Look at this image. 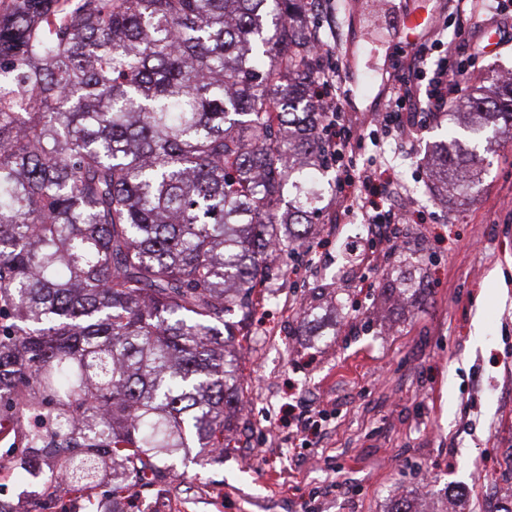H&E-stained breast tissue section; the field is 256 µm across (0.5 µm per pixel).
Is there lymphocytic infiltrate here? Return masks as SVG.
<instances>
[{
	"mask_svg": "<svg viewBox=\"0 0 512 512\" xmlns=\"http://www.w3.org/2000/svg\"><path fill=\"white\" fill-rule=\"evenodd\" d=\"M456 26L453 37H445L441 25H433L420 49L410 55L403 72L391 78V99L381 119L386 125L404 129L405 116L426 121L447 111L449 92H460L458 75L464 64L485 50L481 34L484 24L496 25L504 41L512 40V18L504 16L501 7L488 6L486 0H455L453 6ZM439 57L435 67H428L429 51ZM429 73L427 88H419L415 75ZM337 71L321 69L318 87L322 89L321 108L325 114L324 132L329 156L343 167L345 178L336 202L335 217L341 218L359 212L371 226L372 242L394 245L398 239L404 216L398 211L379 209L374 201L377 181L384 172L382 161L371 160L357 166L356 152L361 133L356 124L346 120L340 97L327 94L326 89L335 82Z\"/></svg>",
	"mask_w": 512,
	"mask_h": 512,
	"instance_id": "f902f5d3",
	"label": "lymphocytic infiltrate"
}]
</instances>
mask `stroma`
Here are the masks:
<instances>
[{
	"label": "stroma",
	"instance_id": "1",
	"mask_svg": "<svg viewBox=\"0 0 512 512\" xmlns=\"http://www.w3.org/2000/svg\"><path fill=\"white\" fill-rule=\"evenodd\" d=\"M355 21L336 46L339 93L364 134L360 161L383 157L382 207L409 222L394 257L367 267L345 243L361 214L332 224L340 186L327 183L308 256L279 255L284 277L254 300L241 337L248 412L231 421L223 461L189 438L176 477L125 497L112 478L86 500L31 485L0 440V503L10 512H485L512 489V137L481 151L478 191L440 204L427 188L436 142L463 137L443 117L396 136L376 124L387 79L409 48L403 17L456 21L442 0H325ZM414 294L384 301L385 285ZM313 310L303 319L302 309ZM309 415L316 436H294Z\"/></svg>",
	"mask_w": 512,
	"mask_h": 512
}]
</instances>
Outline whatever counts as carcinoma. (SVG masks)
<instances>
[{
  "label": "carcinoma",
  "mask_w": 512,
  "mask_h": 512,
  "mask_svg": "<svg viewBox=\"0 0 512 512\" xmlns=\"http://www.w3.org/2000/svg\"><path fill=\"white\" fill-rule=\"evenodd\" d=\"M305 0H11L0 11V425L46 482L147 487L220 451L228 349L323 177ZM469 136L512 134L470 74ZM436 189L477 188L451 140ZM294 203L282 208L285 194Z\"/></svg>",
  "instance_id": "carcinoma-1"
}]
</instances>
